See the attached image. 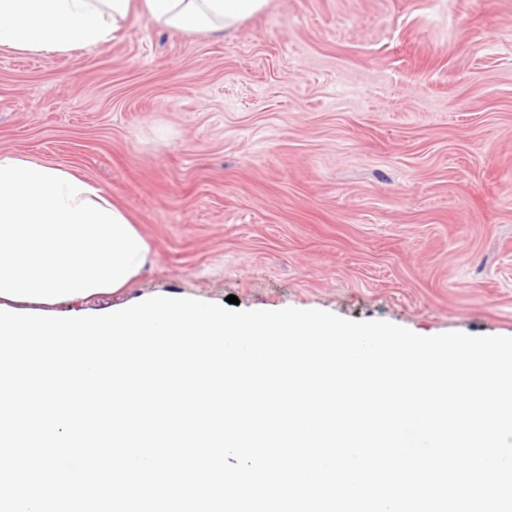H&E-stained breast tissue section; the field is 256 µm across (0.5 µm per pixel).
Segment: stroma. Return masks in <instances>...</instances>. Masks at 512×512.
<instances>
[{
  "mask_svg": "<svg viewBox=\"0 0 512 512\" xmlns=\"http://www.w3.org/2000/svg\"><path fill=\"white\" fill-rule=\"evenodd\" d=\"M0 152L126 209L167 293L512 336V0H269L228 33L131 16L109 44L0 50Z\"/></svg>",
  "mask_w": 512,
  "mask_h": 512,
  "instance_id": "1",
  "label": "stroma"
}]
</instances>
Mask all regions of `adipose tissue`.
Segmentation results:
<instances>
[{
  "label": "adipose tissue",
  "instance_id": "1",
  "mask_svg": "<svg viewBox=\"0 0 512 512\" xmlns=\"http://www.w3.org/2000/svg\"><path fill=\"white\" fill-rule=\"evenodd\" d=\"M268 0H0V49L68 53L112 41L142 15L154 26L222 32L262 11Z\"/></svg>",
  "mask_w": 512,
  "mask_h": 512
}]
</instances>
